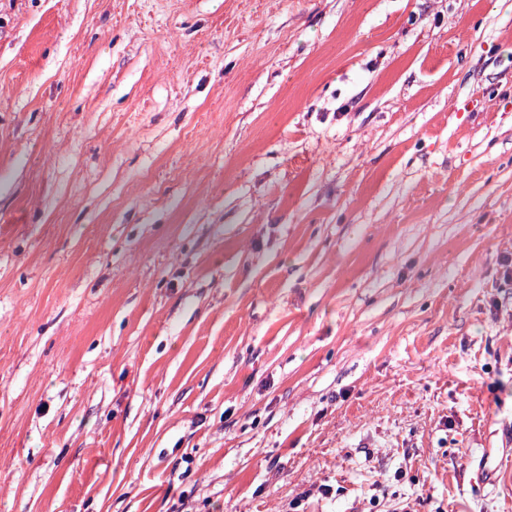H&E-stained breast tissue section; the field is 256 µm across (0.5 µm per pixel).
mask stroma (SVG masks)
<instances>
[{
  "instance_id": "obj_1",
  "label": "stroma",
  "mask_w": 512,
  "mask_h": 512,
  "mask_svg": "<svg viewBox=\"0 0 512 512\" xmlns=\"http://www.w3.org/2000/svg\"><path fill=\"white\" fill-rule=\"evenodd\" d=\"M0 512H512V0H0Z\"/></svg>"
}]
</instances>
